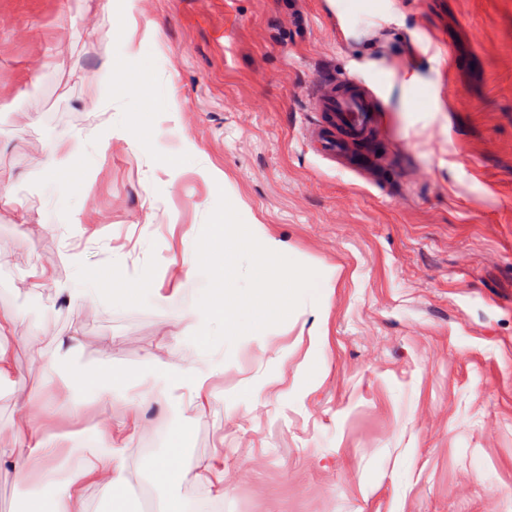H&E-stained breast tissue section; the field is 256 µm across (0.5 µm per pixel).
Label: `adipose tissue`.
<instances>
[{"instance_id": "ef3b65f1", "label": "adipose tissue", "mask_w": 512, "mask_h": 512, "mask_svg": "<svg viewBox=\"0 0 512 512\" xmlns=\"http://www.w3.org/2000/svg\"><path fill=\"white\" fill-rule=\"evenodd\" d=\"M187 443V432L179 431L172 448L155 462L153 470L161 488L181 485L191 477L192 471L184 463ZM61 455L69 463L63 474L49 466L50 460ZM120 457L108 432L103 433L101 444L83 453L65 450L56 436L42 438L23 454L20 463L22 481L31 491L26 512H84V485L114 482Z\"/></svg>"}]
</instances>
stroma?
<instances>
[{
  "mask_svg": "<svg viewBox=\"0 0 512 512\" xmlns=\"http://www.w3.org/2000/svg\"><path fill=\"white\" fill-rule=\"evenodd\" d=\"M143 43L135 107L112 60L136 70ZM404 67L412 112L384 100ZM343 72L380 110L376 186L302 136L313 80ZM222 192L321 278L207 353L182 314ZM1 309L0 512L25 508L10 433L46 397L34 430L65 446L110 420L123 512L214 491L224 512H512V0H0ZM60 355L107 362L122 396L46 383ZM184 426L187 466L220 459L223 479L158 494L152 462ZM136 57L139 61V74H127L126 62L123 59L112 61L113 73L120 74L125 78L126 83L131 89L132 102L137 104L147 93L148 85L144 78L151 66V59L145 46H140L136 51Z\"/></svg>",
  "mask_w": 512,
  "mask_h": 512,
  "instance_id": "stroma-1",
  "label": "stroma"
}]
</instances>
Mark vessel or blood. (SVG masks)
I'll return each instance as SVG.
<instances>
[{
    "label": "vessel or blood",
    "instance_id": "vessel-or-blood-1",
    "mask_svg": "<svg viewBox=\"0 0 512 512\" xmlns=\"http://www.w3.org/2000/svg\"><path fill=\"white\" fill-rule=\"evenodd\" d=\"M309 110L304 138L314 154L353 172L367 169L354 148L373 137L379 115L365 87L347 73L320 79L310 94Z\"/></svg>",
    "mask_w": 512,
    "mask_h": 512
}]
</instances>
